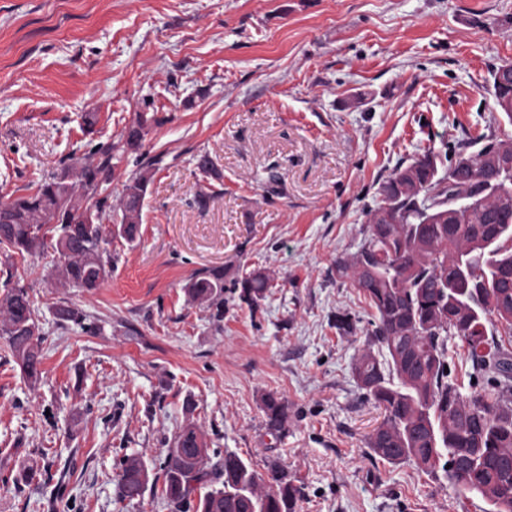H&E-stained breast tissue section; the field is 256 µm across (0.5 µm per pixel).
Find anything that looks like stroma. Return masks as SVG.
Masks as SVG:
<instances>
[{"mask_svg": "<svg viewBox=\"0 0 512 512\" xmlns=\"http://www.w3.org/2000/svg\"><path fill=\"white\" fill-rule=\"evenodd\" d=\"M504 63L512 0H0V193L33 191L142 114V151L162 158L141 237L113 242L101 288L59 286L39 255L10 274L37 309L42 380L30 388L0 338V512H169L159 465L188 423L263 490L267 462L287 469L297 512H486L442 474L371 457L381 414L352 373L371 310L335 265L401 162L512 139L490 78ZM204 153L222 181L197 169ZM216 266L220 314L184 290ZM253 271L272 283L255 309L238 284ZM60 302L95 331L59 325ZM269 394L288 407L277 436ZM127 457L147 472L131 502ZM30 467L49 482L16 483ZM146 472L136 458H127L118 474L117 488L120 499L133 501L140 498L145 490Z\"/></svg>", "mask_w": 512, "mask_h": 512, "instance_id": "stroma-1", "label": "stroma"}]
</instances>
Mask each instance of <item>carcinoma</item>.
Listing matches in <instances>:
<instances>
[{
	"label": "carcinoma",
	"mask_w": 512,
	"mask_h": 512,
	"mask_svg": "<svg viewBox=\"0 0 512 512\" xmlns=\"http://www.w3.org/2000/svg\"><path fill=\"white\" fill-rule=\"evenodd\" d=\"M502 64L490 72L498 108L512 102V84L497 83ZM147 118L126 126L117 142L96 146L98 160L73 161L44 178L34 191L0 203V245L6 259L51 253V274L68 288L91 291L105 281L119 255L109 249L118 238H140L149 184L150 160L123 185L118 197L101 191L114 161L138 154ZM467 155L433 149L399 164L378 186L369 209L367 234L351 262H336V278L359 288L374 310L370 344L353 366L365 394L382 408L383 419L368 437L374 455L392 463L413 462L433 473L441 469L448 485L480 496L488 512H512V352L495 333L512 335V205L489 188L512 185V140L483 135L464 147ZM197 169L220 181L223 174L201 154ZM454 194L478 193L483 204H448ZM448 210L443 224H423L428 205ZM241 298L251 305L270 288L261 273L240 280ZM193 302L224 309V267L204 268L185 286ZM60 324L84 326L76 309L59 304ZM39 323L29 289L6 277L0 284V335L31 387L42 378ZM466 344L473 370L485 385L463 395L445 370L448 341ZM267 430L278 434L287 406L273 395L264 401ZM205 442L192 425L174 435L160 464L162 496L170 512H295L303 488L277 463L269 466L273 490L259 491L250 463L224 453L207 469ZM222 479L221 486L195 497L198 488ZM146 472L128 458L118 474V496L133 501L145 490Z\"/></svg>",
	"instance_id": "cac0c4a2"
}]
</instances>
